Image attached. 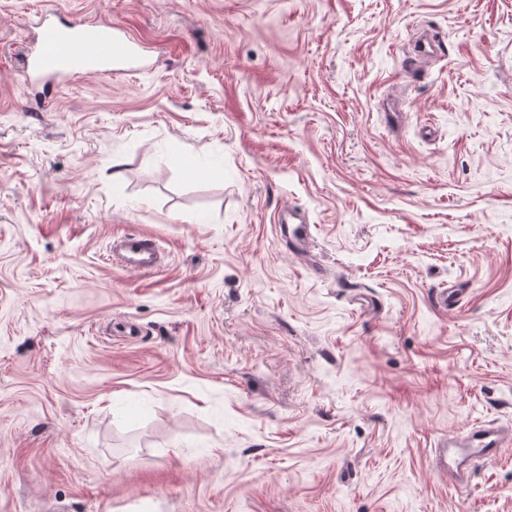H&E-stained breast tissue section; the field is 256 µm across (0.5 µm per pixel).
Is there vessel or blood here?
Listing matches in <instances>:
<instances>
[{
  "label": "vessel or blood",
  "mask_w": 512,
  "mask_h": 512,
  "mask_svg": "<svg viewBox=\"0 0 512 512\" xmlns=\"http://www.w3.org/2000/svg\"><path fill=\"white\" fill-rule=\"evenodd\" d=\"M36 27L37 38L23 70L27 83L71 75H125L137 70L143 56L142 47L109 22H85L44 13L38 16ZM275 224L277 234L287 239L292 252L305 256L313 237V227L307 224L305 214L288 207L277 214ZM110 257L125 268L149 274L162 263L164 255L150 235L131 233L114 242ZM511 446L512 430L486 422L461 437L438 441L432 466L462 487L477 465L495 462Z\"/></svg>",
  "instance_id": "b4317fda"
}]
</instances>
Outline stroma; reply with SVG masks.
Returning <instances> with one entry per match:
<instances>
[{"instance_id":"stroma-1","label":"stroma","mask_w":512,"mask_h":512,"mask_svg":"<svg viewBox=\"0 0 512 512\" xmlns=\"http://www.w3.org/2000/svg\"><path fill=\"white\" fill-rule=\"evenodd\" d=\"M47 11L146 68L41 98ZM126 232L169 265H110ZM487 419L512 428V0H0V512H512V450L462 489L428 463ZM275 224L277 235L288 240L292 252L306 258L307 245L313 237V227L307 224L305 214L293 207H287L277 214Z\"/></svg>"}]
</instances>
